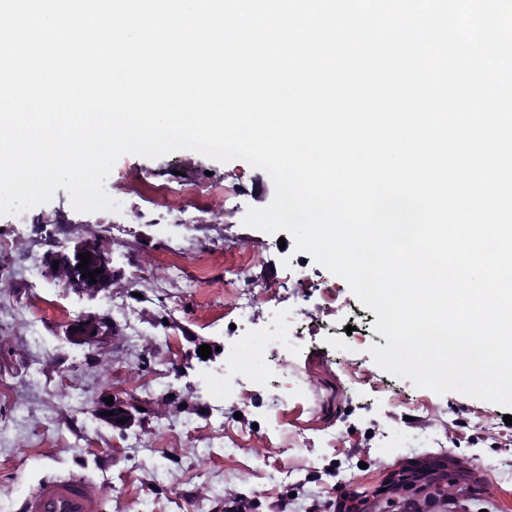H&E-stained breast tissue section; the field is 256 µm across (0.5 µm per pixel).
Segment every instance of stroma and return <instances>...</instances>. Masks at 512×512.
Here are the masks:
<instances>
[{
  "mask_svg": "<svg viewBox=\"0 0 512 512\" xmlns=\"http://www.w3.org/2000/svg\"><path fill=\"white\" fill-rule=\"evenodd\" d=\"M143 181L182 182L192 196L178 213L129 193ZM105 187L118 210L77 211L60 188L27 210V223L0 216V384L9 387L0 400V512H24L41 482L68 472L101 493L103 512H224L239 499L256 512H333L343 494L400 512L401 500L440 486L448 512H512L507 408L379 368L370 349L387 340L347 282L296 251L292 236L244 225L248 209L274 197L266 171L186 149L126 154ZM88 236L111 251L116 270L96 298L44 274L37 287H17L31 259ZM174 248L183 266L159 265ZM242 250L249 265L225 280ZM200 262L212 276L204 292L194 286ZM85 312L106 328L94 345L71 344L64 326ZM288 313L313 315L320 333L254 352L248 366L273 360L278 374L216 399L211 378L228 346L277 329ZM204 344L213 348L206 363L197 357ZM351 369L384 392L352 384ZM292 379L304 387L301 405L277 434V397ZM106 393L141 405L140 423L121 432L101 421L95 403Z\"/></svg>",
  "mask_w": 512,
  "mask_h": 512,
  "instance_id": "obj_1",
  "label": "stroma"
}]
</instances>
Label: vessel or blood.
<instances>
[{"mask_svg":"<svg viewBox=\"0 0 512 512\" xmlns=\"http://www.w3.org/2000/svg\"><path fill=\"white\" fill-rule=\"evenodd\" d=\"M102 501L78 475L44 481L27 500L25 512H100Z\"/></svg>","mask_w":512,"mask_h":512,"instance_id":"1","label":"vessel or blood"}]
</instances>
